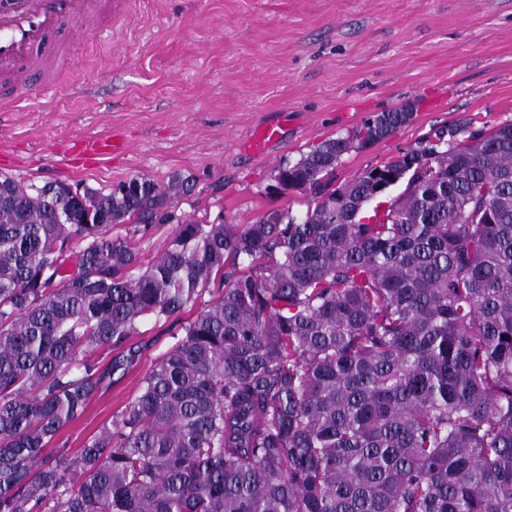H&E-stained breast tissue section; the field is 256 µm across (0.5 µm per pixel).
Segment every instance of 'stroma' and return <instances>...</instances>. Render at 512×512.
Listing matches in <instances>:
<instances>
[{
    "mask_svg": "<svg viewBox=\"0 0 512 512\" xmlns=\"http://www.w3.org/2000/svg\"><path fill=\"white\" fill-rule=\"evenodd\" d=\"M55 86L0 103V177L112 189L148 176L194 185L172 197L171 222L134 240L164 250L177 224H248L272 210L305 212L302 190L277 191V170L381 112L410 110L387 138L351 150L332 186L380 166L431 130L512 121V0H132L117 25L72 43ZM275 123L266 153L246 147ZM119 129L123 154L94 165L74 141ZM175 321L145 319L138 364L101 390L50 458L76 456L139 393L176 341Z\"/></svg>",
    "mask_w": 512,
    "mask_h": 512,
    "instance_id": "obj_1",
    "label": "stroma"
}]
</instances>
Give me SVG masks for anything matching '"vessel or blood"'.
<instances>
[{
	"instance_id": "b4317fda",
	"label": "vessel or blood",
	"mask_w": 512,
	"mask_h": 512,
	"mask_svg": "<svg viewBox=\"0 0 512 512\" xmlns=\"http://www.w3.org/2000/svg\"><path fill=\"white\" fill-rule=\"evenodd\" d=\"M127 9L128 0H0V99L17 100L37 77L52 86L59 57L45 49L56 45L61 25L85 37ZM121 146L116 137L90 136L78 140L76 152L93 162Z\"/></svg>"
}]
</instances>
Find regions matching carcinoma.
Here are the masks:
<instances>
[{
  "mask_svg": "<svg viewBox=\"0 0 512 512\" xmlns=\"http://www.w3.org/2000/svg\"><path fill=\"white\" fill-rule=\"evenodd\" d=\"M411 117L279 167L304 215L185 222L149 261L132 239L189 180L75 202L0 178V512H512V122L441 127L328 189ZM212 287L139 395L42 458L137 363L138 323Z\"/></svg>",
  "mask_w": 512,
  "mask_h": 512,
  "instance_id": "obj_1",
  "label": "carcinoma"
}]
</instances>
